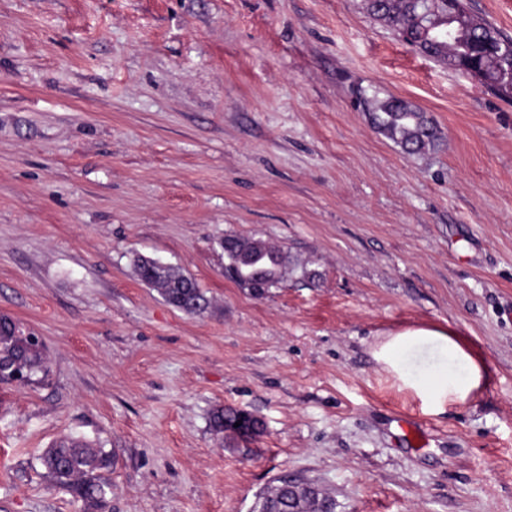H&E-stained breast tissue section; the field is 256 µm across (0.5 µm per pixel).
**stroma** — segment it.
Segmentation results:
<instances>
[{
	"instance_id": "stroma-1",
	"label": "stroma",
	"mask_w": 512,
	"mask_h": 512,
	"mask_svg": "<svg viewBox=\"0 0 512 512\" xmlns=\"http://www.w3.org/2000/svg\"><path fill=\"white\" fill-rule=\"evenodd\" d=\"M359 89L441 148L403 152ZM227 235L316 278L255 298ZM1 314L44 369L0 383V512H85L41 462L67 437L115 452L106 512H252L286 478L336 512H512V103L363 0H0ZM418 327L484 361L466 403L433 411L373 358ZM222 406L262 434L220 445ZM367 106L373 126L408 153L435 148L438 137L433 123L416 106L396 98L368 99L358 91ZM141 281L157 288L165 301L187 315H201L210 307V299L194 280L155 259L139 256L135 260Z\"/></svg>"
}]
</instances>
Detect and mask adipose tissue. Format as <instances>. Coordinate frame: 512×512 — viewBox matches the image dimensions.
Masks as SVG:
<instances>
[{"label": "adipose tissue", "mask_w": 512, "mask_h": 512, "mask_svg": "<svg viewBox=\"0 0 512 512\" xmlns=\"http://www.w3.org/2000/svg\"><path fill=\"white\" fill-rule=\"evenodd\" d=\"M419 346L438 349L447 358L439 371L421 379L413 377L403 364L405 352ZM374 357L438 409L448 401H468L480 388L486 371L484 363L467 351L452 334L438 329L414 328L392 334L375 350Z\"/></svg>", "instance_id": "1"}]
</instances>
